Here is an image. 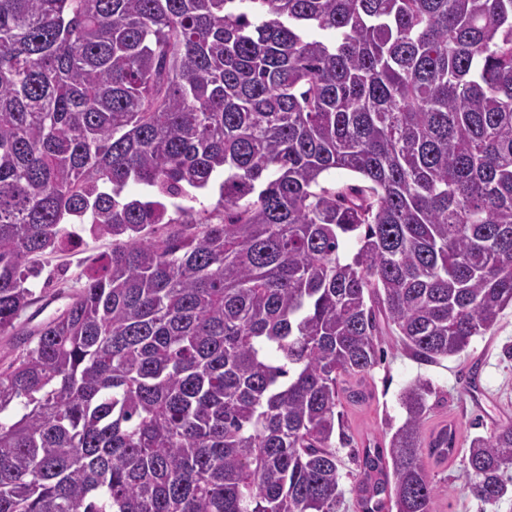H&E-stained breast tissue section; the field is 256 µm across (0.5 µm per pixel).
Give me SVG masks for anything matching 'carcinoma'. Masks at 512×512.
<instances>
[{
  "mask_svg": "<svg viewBox=\"0 0 512 512\" xmlns=\"http://www.w3.org/2000/svg\"><path fill=\"white\" fill-rule=\"evenodd\" d=\"M75 224L112 247L28 333ZM510 305L512 0H0V512H339L381 337L437 364ZM433 394L360 512H435ZM461 462L499 502L512 424Z\"/></svg>",
  "mask_w": 512,
  "mask_h": 512,
  "instance_id": "carcinoma-1",
  "label": "carcinoma"
}]
</instances>
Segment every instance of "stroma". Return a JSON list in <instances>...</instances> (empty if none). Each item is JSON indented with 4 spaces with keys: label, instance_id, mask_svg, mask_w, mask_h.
<instances>
[{
    "label": "stroma",
    "instance_id": "obj_1",
    "mask_svg": "<svg viewBox=\"0 0 512 512\" xmlns=\"http://www.w3.org/2000/svg\"><path fill=\"white\" fill-rule=\"evenodd\" d=\"M110 247V239L83 232L67 252L42 259L36 276L27 280L39 300L22 315V322L32 328L60 312L81 272ZM511 348L512 306L503 311L492 331L474 337L466 351L438 364H419L400 349L385 345L381 364L366 379L371 399L343 408L353 447L382 441L395 431L404 418L399 394L419 375L429 379L436 391L431 399L429 427L454 425L464 440L489 435L496 426L512 423V358L506 355ZM353 447L337 451L345 491L342 512H359L353 491L357 469ZM431 474L440 490L436 512H512V493L493 506L471 494L459 458L432 466Z\"/></svg>",
    "mask_w": 512,
    "mask_h": 512
}]
</instances>
